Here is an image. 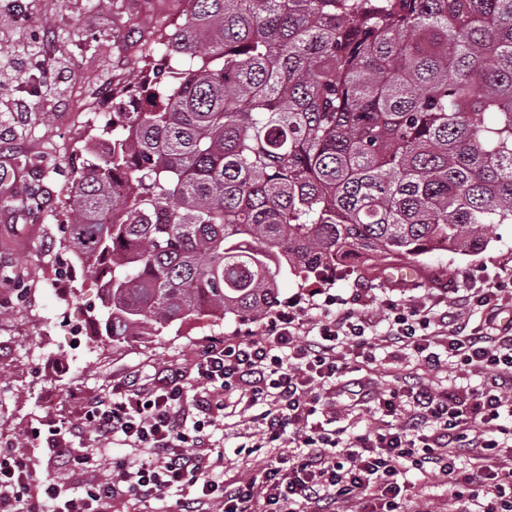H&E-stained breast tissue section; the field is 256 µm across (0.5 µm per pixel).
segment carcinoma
<instances>
[{
    "label": "carcinoma",
    "instance_id": "carcinoma-1",
    "mask_svg": "<svg viewBox=\"0 0 512 512\" xmlns=\"http://www.w3.org/2000/svg\"><path fill=\"white\" fill-rule=\"evenodd\" d=\"M112 89L66 244L119 346L204 314L258 322L278 281L372 272L512 223V0H185Z\"/></svg>",
    "mask_w": 512,
    "mask_h": 512
}]
</instances>
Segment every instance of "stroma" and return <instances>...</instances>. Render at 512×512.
Returning a JSON list of instances; mask_svg holds the SVG:
<instances>
[{"instance_id": "35a3bbf8", "label": "stroma", "mask_w": 512, "mask_h": 512, "mask_svg": "<svg viewBox=\"0 0 512 512\" xmlns=\"http://www.w3.org/2000/svg\"><path fill=\"white\" fill-rule=\"evenodd\" d=\"M185 9V0H63L48 16L41 0H0V51L35 39L70 69L57 94L28 74L7 87L26 102L23 122L0 112V425L9 433L0 448L43 457L54 429L80 422L86 401L132 375L147 385L161 371L190 370L204 347L253 328L231 316L218 326L196 321L119 348L95 342L76 350L72 328L100 307V290L85 271L60 284L51 270L52 261H72L64 247L68 189L86 148L103 132L101 118L88 111L91 102L106 84L137 82L143 46ZM485 236L487 247L476 253L421 256L414 286L351 273L333 279L327 291L342 299L362 289V309L375 320L388 298L451 304L459 290L494 275L497 263L512 262V224L491 225ZM250 417L241 413L223 450L227 461L259 469L277 451L243 449ZM33 430L40 436L31 441Z\"/></svg>"}]
</instances>
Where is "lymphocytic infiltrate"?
Returning a JSON list of instances; mask_svg holds the SVG:
<instances>
[{"label": "lymphocytic infiltrate", "mask_w": 512, "mask_h": 512, "mask_svg": "<svg viewBox=\"0 0 512 512\" xmlns=\"http://www.w3.org/2000/svg\"><path fill=\"white\" fill-rule=\"evenodd\" d=\"M360 289L347 307L331 299L276 314L260 331L206 347L192 372L171 368L152 387L127 381L86 404L80 423L49 448L48 460L77 476L69 487L37 477L29 456L0 449V512H103L115 500L153 504L170 512L166 494L183 492L182 512H423L422 497L406 483L408 469L441 475L456 512H512V270L461 296L481 309L483 322L452 320L444 340L433 329L436 313L424 303L386 301L382 339L360 311ZM414 360L417 371L379 391L363 382L357 406L375 421L362 433L339 423L337 396L349 364L373 363L377 349ZM453 363L479 373L475 388L440 390L424 373ZM245 399L259 427V448L278 454L259 473L227 476L215 432L227 430L232 397ZM93 435L150 454V463L112 461L107 481L88 479L92 454L70 438Z\"/></svg>", "instance_id": "obj_1"}]
</instances>
